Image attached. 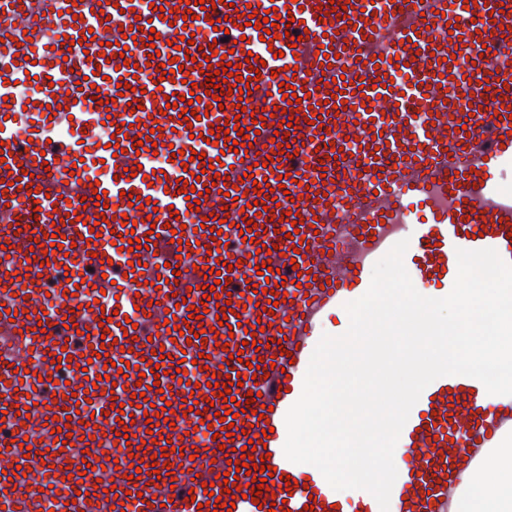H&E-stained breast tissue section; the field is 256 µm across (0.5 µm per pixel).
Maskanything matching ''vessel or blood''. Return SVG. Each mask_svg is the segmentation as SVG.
I'll use <instances>...</instances> for the list:
<instances>
[{
    "label": "vessel or blood",
    "instance_id": "b4317fda",
    "mask_svg": "<svg viewBox=\"0 0 512 512\" xmlns=\"http://www.w3.org/2000/svg\"><path fill=\"white\" fill-rule=\"evenodd\" d=\"M448 0H221L211 11L183 0H0V330L14 351L0 360V507L5 512H269L272 500L289 512H380L376 499L359 491L356 502L338 504L317 469L287 482L295 464L283 452L285 415L299 399L325 315L368 290L374 258L408 240L404 266L424 296L451 291L456 252L491 248L512 264V193L502 190L512 169V0H477L448 14ZM254 25H246V17ZM289 28L287 37L261 35L262 20ZM141 24L124 39L123 56L112 48L119 26ZM194 33V47L169 46L170 27ZM71 40L66 57L48 46ZM251 77L248 55L259 56V87L238 112L237 96L213 107L208 83L196 65L203 47ZM160 62L184 58L172 79L143 78L153 50ZM473 65L457 71L455 51ZM108 62H101V55ZM357 58L353 75L345 59ZM38 78L41 93H15L16 83ZM128 82L119 90L118 81ZM479 104V112L450 114L447 85ZM298 100H284L286 86ZM114 98L118 112L96 104L93 91ZM341 92L346 108L329 99ZM195 94L196 121L179 117L175 102ZM424 107L420 118L408 100ZM272 117L262 118L263 109ZM318 125L308 124L311 115ZM236 120L218 144L204 142L212 126ZM291 120L279 134L282 120ZM29 122L20 139L19 122ZM66 132L56 135L57 124ZM256 127L253 149L231 151V140ZM294 148L281 157V144ZM177 155L164 173L144 169L153 147ZM197 152L183 162L181 152ZM220 159L219 170L210 160ZM323 170H314L313 159ZM215 189L200 195L209 226L183 227L190 203L181 182ZM36 195H29V186ZM242 190L233 199L232 188ZM103 189L108 209L96 204ZM147 198L145 207L129 196ZM420 204L430 219H414ZM77 222H67L68 214ZM301 214L299 234L292 214ZM105 222H97V215ZM221 227L215 242L211 227ZM250 231L244 241L242 231ZM59 233L70 251L44 252L45 235ZM149 239L153 250H128L131 238ZM270 261L268 275L256 271ZM231 266V314L218 325L215 301H203L193 285L199 275ZM284 302L266 311L269 291ZM207 305L202 320L188 306ZM132 327L121 330L120 324ZM203 328L186 340L178 327ZM255 344H247L248 334ZM164 356H157V349ZM105 355L94 358L93 353ZM86 367L54 398L47 381L68 374L56 367L61 354ZM187 373H177L178 360ZM162 373L153 376L152 365ZM232 386L238 406L232 436L196 443L191 431L223 411L219 384ZM145 387L137 396V387ZM483 384L463 375L431 382L412 407L399 440L422 449L400 481V512H448V484L479 448L497 447L512 433V396L479 402ZM255 400H248V392ZM168 400H161V393ZM123 409L113 408L114 400ZM213 410L195 413V402ZM170 405V416L158 415ZM29 417L21 419L18 407ZM274 467L267 491L251 500L252 478L237 472L240 450ZM172 446L170 455L161 449ZM231 479H224V472ZM212 484L205 494L204 484Z\"/></svg>",
    "mask_w": 512,
    "mask_h": 512
}]
</instances>
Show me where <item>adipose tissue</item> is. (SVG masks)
<instances>
[{"instance_id": "1", "label": "adipose tissue", "mask_w": 512, "mask_h": 512, "mask_svg": "<svg viewBox=\"0 0 512 512\" xmlns=\"http://www.w3.org/2000/svg\"><path fill=\"white\" fill-rule=\"evenodd\" d=\"M451 512H512V436L482 449L449 487Z\"/></svg>"}]
</instances>
